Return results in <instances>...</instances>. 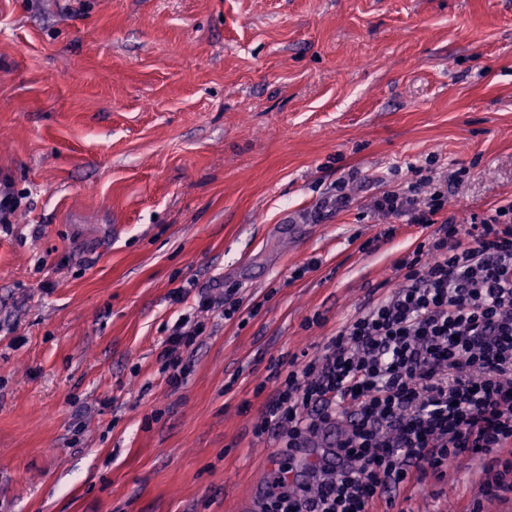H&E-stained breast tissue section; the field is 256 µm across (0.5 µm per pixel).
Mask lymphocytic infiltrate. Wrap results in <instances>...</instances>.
I'll return each instance as SVG.
<instances>
[{"mask_svg": "<svg viewBox=\"0 0 512 512\" xmlns=\"http://www.w3.org/2000/svg\"><path fill=\"white\" fill-rule=\"evenodd\" d=\"M374 210L427 234L399 259L403 283L370 300L299 368L272 370L277 385L256 436L287 453L327 429L345 467L288 466L260 512H371L412 472L442 476L462 454L503 455L512 467V201L479 221L447 213L448 183L432 174L385 191ZM206 331L183 317L160 355L169 384L185 377L183 353Z\"/></svg>", "mask_w": 512, "mask_h": 512, "instance_id": "obj_1", "label": "lymphocytic infiltrate"}]
</instances>
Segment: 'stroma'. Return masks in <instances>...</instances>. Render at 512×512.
I'll use <instances>...</instances> for the list:
<instances>
[{
	"instance_id": "stroma-1",
	"label": "stroma",
	"mask_w": 512,
	"mask_h": 512,
	"mask_svg": "<svg viewBox=\"0 0 512 512\" xmlns=\"http://www.w3.org/2000/svg\"><path fill=\"white\" fill-rule=\"evenodd\" d=\"M427 165L458 219L512 199V0H0V512H258L259 385L401 283L417 226L361 244ZM482 465L375 510L512 512ZM181 322L175 327L166 340L165 347L160 355L164 373H169L167 382L178 385L185 377L186 366L183 353L194 345L197 338L206 332V325L200 321H192L191 315H183Z\"/></svg>"
}]
</instances>
